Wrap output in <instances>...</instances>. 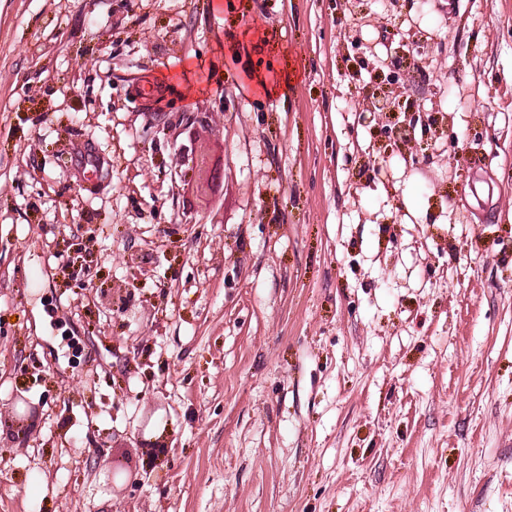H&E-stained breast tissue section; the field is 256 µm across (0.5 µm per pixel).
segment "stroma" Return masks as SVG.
<instances>
[{
  "instance_id": "obj_1",
  "label": "stroma",
  "mask_w": 512,
  "mask_h": 512,
  "mask_svg": "<svg viewBox=\"0 0 512 512\" xmlns=\"http://www.w3.org/2000/svg\"><path fill=\"white\" fill-rule=\"evenodd\" d=\"M0 512H512V0H0Z\"/></svg>"
}]
</instances>
